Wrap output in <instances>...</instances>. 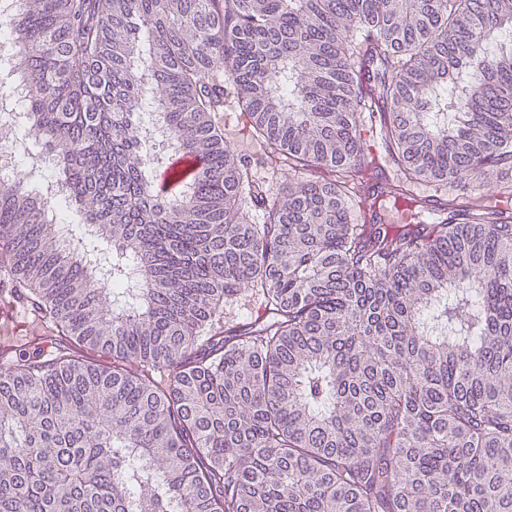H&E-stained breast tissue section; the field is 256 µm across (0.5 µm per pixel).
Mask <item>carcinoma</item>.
Listing matches in <instances>:
<instances>
[{"label": "carcinoma", "instance_id": "carcinoma-1", "mask_svg": "<svg viewBox=\"0 0 512 512\" xmlns=\"http://www.w3.org/2000/svg\"><path fill=\"white\" fill-rule=\"evenodd\" d=\"M14 2L0 140L65 190L0 150V303L112 366L4 358L0 512H512V224L476 192L512 166V0ZM377 105L393 200L429 185L467 221L358 222ZM216 121L223 129L229 125L230 131L235 134L236 145L230 146L231 149L246 160H254L259 152V146L251 137L246 120L236 104L226 103L224 112L217 114ZM18 305L14 302H9L8 306L3 307L2 310L0 309V329L2 334H5L9 331V325L12 322L13 312L18 308L22 309L26 314L32 316L36 321H41L40 311L36 309L33 304H31L27 297L22 296Z\"/></svg>", "mask_w": 512, "mask_h": 512}]
</instances>
